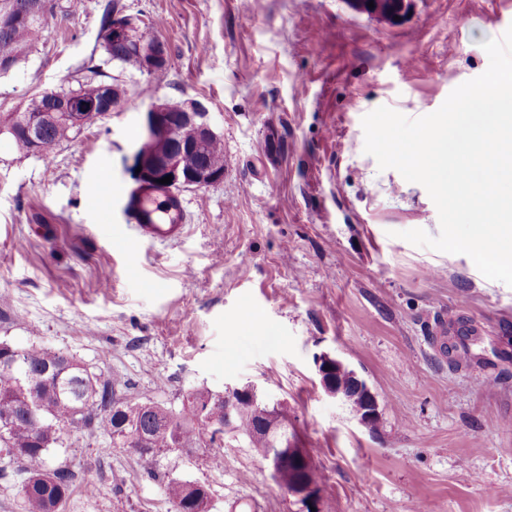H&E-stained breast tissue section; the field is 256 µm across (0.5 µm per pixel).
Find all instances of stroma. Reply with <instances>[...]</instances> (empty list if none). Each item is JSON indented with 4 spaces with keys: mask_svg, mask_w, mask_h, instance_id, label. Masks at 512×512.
I'll return each mask as SVG.
<instances>
[{
    "mask_svg": "<svg viewBox=\"0 0 512 512\" xmlns=\"http://www.w3.org/2000/svg\"><path fill=\"white\" fill-rule=\"evenodd\" d=\"M112 1L52 0L0 74V112L89 80L127 90L49 156L0 136V340L176 411L197 388L257 387L313 456L319 512H512V287L401 239L438 236L436 206L379 169L362 127L380 106L430 114L483 74L512 0H408L396 20L347 0H116L167 46L152 75L104 51ZM157 98L202 102L224 141L223 180L184 191L187 232L163 245L131 241L121 204ZM443 319L476 330L454 362L431 336ZM321 352L367 381L379 432L324 392ZM52 462L76 475L62 512H174L172 478L204 485L209 512H303L235 437L148 463L84 428Z\"/></svg>",
    "mask_w": 512,
    "mask_h": 512,
    "instance_id": "stroma-1",
    "label": "stroma"
}]
</instances>
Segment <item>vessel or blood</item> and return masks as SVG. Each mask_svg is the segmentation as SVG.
Returning a JSON list of instances; mask_svg holds the SVG:
<instances>
[{"instance_id": "b4317fda", "label": "vessel or blood", "mask_w": 512, "mask_h": 512, "mask_svg": "<svg viewBox=\"0 0 512 512\" xmlns=\"http://www.w3.org/2000/svg\"><path fill=\"white\" fill-rule=\"evenodd\" d=\"M124 205L137 240L172 243L187 230L188 203L177 193L138 187L125 194Z\"/></svg>"}]
</instances>
